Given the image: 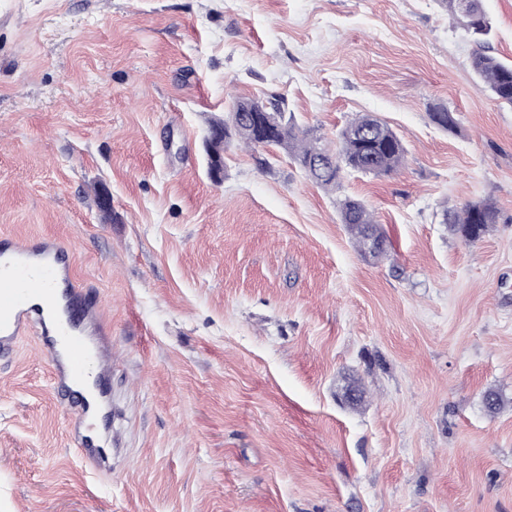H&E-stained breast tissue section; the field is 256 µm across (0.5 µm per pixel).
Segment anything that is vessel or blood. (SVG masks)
Masks as SVG:
<instances>
[{
	"instance_id": "b4317fda",
	"label": "vessel or blood",
	"mask_w": 512,
	"mask_h": 512,
	"mask_svg": "<svg viewBox=\"0 0 512 512\" xmlns=\"http://www.w3.org/2000/svg\"><path fill=\"white\" fill-rule=\"evenodd\" d=\"M34 334L49 355L58 392L106 380L111 352L102 342L95 303L77 285L68 252L51 239L0 240V355ZM91 402H80L68 422L75 448L99 468L112 461L87 431Z\"/></svg>"
}]
</instances>
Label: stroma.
I'll return each mask as SVG.
<instances>
[{
	"mask_svg": "<svg viewBox=\"0 0 512 512\" xmlns=\"http://www.w3.org/2000/svg\"><path fill=\"white\" fill-rule=\"evenodd\" d=\"M484 6L511 62L512 0ZM480 48L439 0H0V236L67 246L112 350L108 472L34 336L0 359V512H512V108ZM237 97L330 146L372 113L405 161L328 191L233 144L213 182L207 121ZM464 202L500 212L473 246ZM471 68L495 100L512 107V63L506 64L484 52H476ZM338 214L361 254L373 258H381L386 254V238L363 202L349 196L344 197L338 202ZM89 402L82 399L75 408V415L68 421L69 435L75 448H78L81 454L90 460L96 462L100 469H112V458L106 454L104 448L97 444L96 439L85 428V420L92 407L98 406L89 396Z\"/></svg>",
	"mask_w": 512,
	"mask_h": 512,
	"instance_id": "1",
	"label": "stroma"
}]
</instances>
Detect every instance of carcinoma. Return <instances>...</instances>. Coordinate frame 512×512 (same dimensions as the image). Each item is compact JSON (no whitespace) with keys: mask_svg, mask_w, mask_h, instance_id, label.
I'll return each instance as SVG.
<instances>
[{"mask_svg":"<svg viewBox=\"0 0 512 512\" xmlns=\"http://www.w3.org/2000/svg\"><path fill=\"white\" fill-rule=\"evenodd\" d=\"M453 23L461 27L473 40L486 42L493 22L484 8V0H440ZM468 6L477 21L464 25L463 6ZM471 68L486 91L499 103L512 107V63L506 64L484 52L473 54ZM275 117L276 128L267 144L288 150L300 168L319 186L334 190L347 172L385 176L395 172L403 163L405 150L400 137L387 124L371 114L357 115L341 129L336 149L320 144V140L296 126L278 102L264 103L253 99H239L224 117L213 118L208 132L224 133V144L240 141L250 147L260 145L253 133L252 116L264 114ZM431 121L444 130H456L452 112L442 104L431 106ZM338 214L345 224L353 244L361 254L381 258L386 254V238L366 205L346 196L338 202ZM497 208L487 202L466 203L453 210L450 224L453 231L467 245L477 244L498 223ZM487 413L495 415L505 405L503 396L489 390L483 396Z\"/></svg>","mask_w":512,"mask_h":512,"instance_id":"carcinoma-1","label":"carcinoma"}]
</instances>
